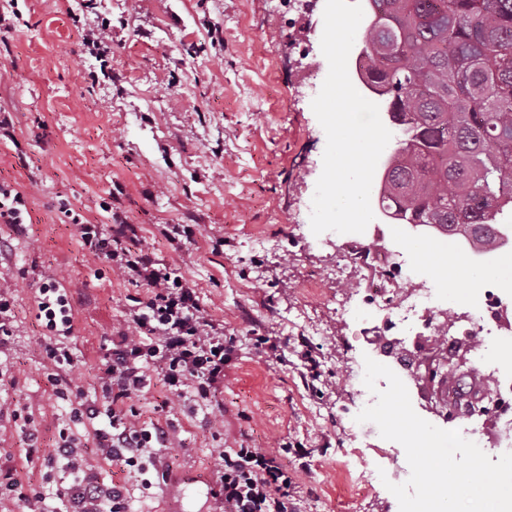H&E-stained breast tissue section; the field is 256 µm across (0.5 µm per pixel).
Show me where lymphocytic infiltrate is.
<instances>
[{
  "mask_svg": "<svg viewBox=\"0 0 512 512\" xmlns=\"http://www.w3.org/2000/svg\"><path fill=\"white\" fill-rule=\"evenodd\" d=\"M80 240L95 258L107 260L127 281L147 288L127 313L126 327L112 338L99 377L110 402L102 408L78 405L70 411L74 422L93 420V438L100 456L128 467L142 466L149 449H169L170 426L160 420L144 421L136 408L123 402L151 385L163 392V406L195 395L210 400L224 384V368L235 350L234 337L225 335L222 322L201 305L188 281H176L159 268L152 253L138 248L135 224H97L79 227ZM37 318L45 334L41 348L56 369L73 363L68 345L72 332V306L55 279L36 290ZM80 444L60 435L55 456L70 461L66 476L34 491L40 512H130L126 486L104 482L90 469L74 467ZM219 489L214 512H295L290 499L292 479L274 456L259 448H228L220 456Z\"/></svg>",
  "mask_w": 512,
  "mask_h": 512,
  "instance_id": "lymphocytic-infiltrate-1",
  "label": "lymphocytic infiltrate"
}]
</instances>
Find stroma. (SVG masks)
<instances>
[{
	"instance_id": "1",
	"label": "stroma",
	"mask_w": 512,
	"mask_h": 512,
	"mask_svg": "<svg viewBox=\"0 0 512 512\" xmlns=\"http://www.w3.org/2000/svg\"><path fill=\"white\" fill-rule=\"evenodd\" d=\"M325 0H18L11 28H0V112L12 121L0 137V184L19 192L26 222H0L10 245L0 286L15 292L13 336L0 351V470L21 494L0 512H30L24 496L59 479L48 467L60 430L84 445L79 463L126 484L134 512H212L218 455L244 443L279 453L295 473L300 512H397L384 470L400 483L403 447L374 423L351 426L364 359L375 356L367 313L338 299L366 287L363 271L328 281L336 245L314 244L307 228L326 135L307 97L326 77L319 44ZM109 24L111 78L81 30ZM224 40L212 42L210 25ZM141 228L139 245L192 283L201 304L236 340L217 396L224 423L210 429L195 400L156 412L158 388L136 409L171 423L165 476L97 456L93 421L72 422L75 395L102 405L96 376L133 299L146 291L82 250L77 224L108 225L113 212ZM162 224H188L192 240L172 243ZM389 246L424 244L428 286L470 295L441 265L443 239L428 228L386 219ZM221 247H214L216 238ZM56 272L72 299L69 342L75 361L54 382L39 340L34 290ZM276 347L258 353L254 339ZM39 429L27 455L22 425ZM359 452L353 469L345 455Z\"/></svg>"
}]
</instances>
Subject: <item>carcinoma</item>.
Segmentation results:
<instances>
[{
    "label": "carcinoma",
    "instance_id": "1",
    "mask_svg": "<svg viewBox=\"0 0 512 512\" xmlns=\"http://www.w3.org/2000/svg\"><path fill=\"white\" fill-rule=\"evenodd\" d=\"M371 10L366 74L407 127L389 157L383 209L444 235L473 224L479 244H497L512 204V0H372ZM444 385L477 395L478 368Z\"/></svg>",
    "mask_w": 512,
    "mask_h": 512
}]
</instances>
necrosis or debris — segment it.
I'll return each instance as SVG.
<instances>
[{"label":"necrosis or debris","mask_w":512,"mask_h":512,"mask_svg":"<svg viewBox=\"0 0 512 512\" xmlns=\"http://www.w3.org/2000/svg\"><path fill=\"white\" fill-rule=\"evenodd\" d=\"M384 236L385 230L379 224L368 225L352 239L337 235L339 257L329 273L330 280L346 279L353 270L370 268L373 283L360 292L359 304L368 311L382 313L377 335L413 337V350L426 348L440 326H447L448 347H466L477 368L492 378L494 402L508 406L499 415L504 433L495 444H487L474 415L457 420L456 430L491 458L512 452V379L503 376L501 365L490 360L491 349L512 348V326L503 321L512 309V290L493 278L464 305H457L440 289L427 287L415 260L406 253L380 250L378 241Z\"/></svg>","instance_id":"1"}]
</instances>
